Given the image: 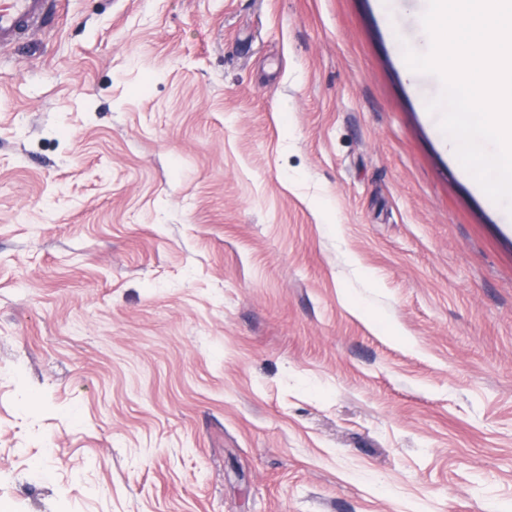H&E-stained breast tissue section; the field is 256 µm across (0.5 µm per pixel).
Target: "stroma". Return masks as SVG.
Wrapping results in <instances>:
<instances>
[{"label":"stroma","instance_id":"35a3bbf8","mask_svg":"<svg viewBox=\"0 0 512 512\" xmlns=\"http://www.w3.org/2000/svg\"><path fill=\"white\" fill-rule=\"evenodd\" d=\"M425 8L0 48V512H512V223L406 75Z\"/></svg>","mask_w":512,"mask_h":512}]
</instances>
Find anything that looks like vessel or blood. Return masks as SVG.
<instances>
[{"mask_svg":"<svg viewBox=\"0 0 512 512\" xmlns=\"http://www.w3.org/2000/svg\"><path fill=\"white\" fill-rule=\"evenodd\" d=\"M63 0H0V47L22 44L54 22Z\"/></svg>","mask_w":512,"mask_h":512,"instance_id":"vessel-or-blood-1","label":"vessel or blood"}]
</instances>
